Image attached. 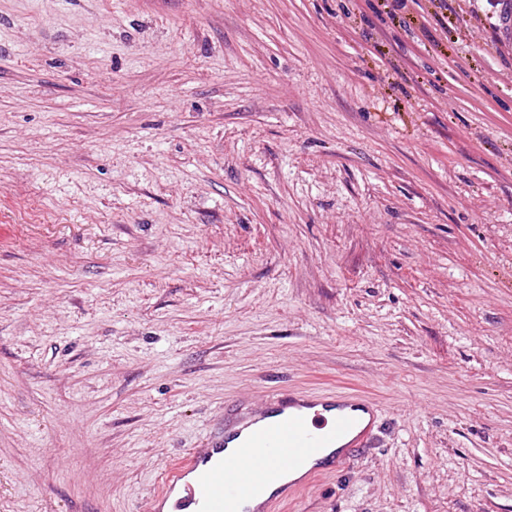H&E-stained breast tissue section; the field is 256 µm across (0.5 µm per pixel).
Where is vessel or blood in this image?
<instances>
[{"mask_svg":"<svg viewBox=\"0 0 512 512\" xmlns=\"http://www.w3.org/2000/svg\"><path fill=\"white\" fill-rule=\"evenodd\" d=\"M381 412L371 398L345 390H274L259 407H225L220 431L172 468L160 493L172 512H251L248 503L283 473L305 467L320 449L342 469L365 447Z\"/></svg>","mask_w":512,"mask_h":512,"instance_id":"vessel-or-blood-1","label":"vessel or blood"}]
</instances>
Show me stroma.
I'll return each instance as SVG.
<instances>
[{"mask_svg":"<svg viewBox=\"0 0 512 512\" xmlns=\"http://www.w3.org/2000/svg\"><path fill=\"white\" fill-rule=\"evenodd\" d=\"M0 0V512H145L226 403L352 389L273 512H512V0Z\"/></svg>","mask_w":512,"mask_h":512,"instance_id":"stroma-1","label":"stroma"}]
</instances>
